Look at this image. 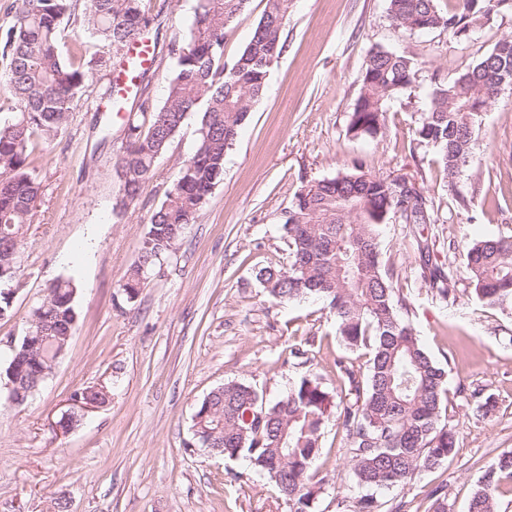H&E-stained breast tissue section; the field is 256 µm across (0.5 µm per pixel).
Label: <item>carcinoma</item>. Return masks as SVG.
Masks as SVG:
<instances>
[{"mask_svg": "<svg viewBox=\"0 0 512 512\" xmlns=\"http://www.w3.org/2000/svg\"><path fill=\"white\" fill-rule=\"evenodd\" d=\"M76 0H17L16 23L0 35V61L16 112L0 126V291L17 281L10 252L21 247L39 195L30 172L34 140H51L64 127L86 84L93 79L59 51L64 20ZM505 0H454L443 12L435 0H389V15L410 33L441 30L458 39L481 24ZM248 0H196L189 35L173 42L175 59L161 107L153 103L146 73L139 75L115 164L120 182L116 207L126 209L155 175V163L192 112L201 114L199 139L190 164H181L166 198L149 220L138 264L122 284L128 296L142 286L141 266L151 270L168 255L184 227L195 221L224 176V154L259 97L270 69L284 51L283 31L291 0H265L251 37L232 62L224 63V36L243 17ZM88 32L100 44L96 66L111 71L127 58L156 19L144 0H86ZM418 69L395 52L370 50L349 133L376 136L391 102L416 79ZM512 85V38L462 73L436 84L427 111L418 118L417 144L436 150L446 177L453 178L472 152L483 111L496 100V85ZM431 223L427 199L412 182L367 174L362 166L310 182L286 213L288 269L264 268L259 279L279 301L316 296L336 318L345 354L336 371L349 398L334 403L319 378L304 375L280 399L268 403L252 386L229 381L211 391L195 414L197 440L224 442V456H243L266 476L290 505V512H315L321 486L311 474L331 418L343 433L354 483L367 490L351 512H383L377 492L404 488L420 473L453 457L456 431L449 423L447 373L404 321L396 298L393 266L381 258L384 226ZM461 266L480 301L512 308V236L477 241L460 253ZM450 276L436 269L430 283L448 301ZM76 284L59 279L32 311L40 314L42 338L17 374L18 404L25 403L50 375L65 337L76 325ZM366 351L365 370L347 354ZM512 481V450L484 471L468 512H496L502 480Z\"/></svg>", "mask_w": 512, "mask_h": 512, "instance_id": "cac0c4a2", "label": "carcinoma"}]
</instances>
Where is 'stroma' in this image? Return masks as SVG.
<instances>
[{"label": "stroma", "instance_id": "stroma-1", "mask_svg": "<svg viewBox=\"0 0 512 512\" xmlns=\"http://www.w3.org/2000/svg\"><path fill=\"white\" fill-rule=\"evenodd\" d=\"M151 4L164 8L159 65L146 74L160 105L174 66L168 46L188 34L195 0ZM388 7L389 0H293L286 47L225 153L222 181L135 297L122 284L151 214L196 149L199 115L187 117L155 177L119 216L114 164L124 121L97 111V83H88L55 139L34 141L30 161L41 190L18 253L12 304L0 317V512H289L244 458L202 447L193 419L204 397L228 381L269 402L305 374L340 391L335 360L343 348L333 315L318 300L273 299L257 274L288 266L283 220L301 187L357 165L406 177L428 201L431 223L387 225L384 246L408 305L404 318L448 374L458 432L448 463L379 497L388 512H427L436 493L448 512H467L484 470L512 449V314L482 306L458 265L474 241L512 235V89L486 108L472 156L454 179L431 148L415 145V126L434 75L463 71L512 36V9L499 8L458 40L403 32ZM373 48L413 58L418 73L391 103L381 134L355 138L348 126ZM426 266L453 268L454 302L423 278ZM59 278L80 289L77 323L51 375L19 407L2 377L9 345L25 336L33 307ZM299 344L309 356L302 366L288 360ZM92 386L107 388L106 403L70 431L57 428L74 393ZM475 391L494 400L487 416L473 410ZM314 469L324 480L318 512L360 496L335 426L325 430Z\"/></svg>", "mask_w": 512, "mask_h": 512}]
</instances>
